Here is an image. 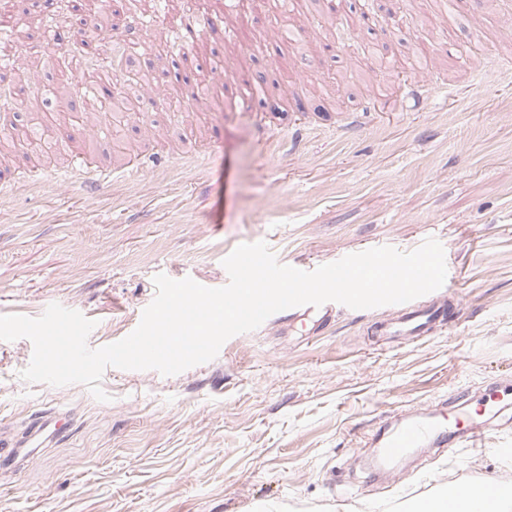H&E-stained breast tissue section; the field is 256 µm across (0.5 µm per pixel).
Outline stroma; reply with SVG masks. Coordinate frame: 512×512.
I'll use <instances>...</instances> for the list:
<instances>
[{
	"label": "stroma",
	"instance_id": "stroma-1",
	"mask_svg": "<svg viewBox=\"0 0 512 512\" xmlns=\"http://www.w3.org/2000/svg\"><path fill=\"white\" fill-rule=\"evenodd\" d=\"M237 14L244 56L235 77L321 93L305 110L233 111L222 91L185 113L151 110L162 135L141 145L132 126L105 133L66 164L14 148L0 173V315L40 316L51 303L95 320L99 348L128 336L155 297V275L228 283L224 259L263 241L303 271L378 246L403 252L435 238L457 291L456 325L414 342H386L372 325L396 306L337 307L310 333L272 315L228 339L211 361L165 376L105 370L96 400L82 384L24 381L29 340L0 341V434L23 439L62 412V433L0 452V512H416L452 490L512 477V421L484 448H418L370 464L367 437L413 407L512 383V0H428L438 25L389 7L388 25L327 48L274 45L273 0H200ZM485 20L472 41L466 18ZM445 50L441 91L420 108L403 94L424 43ZM365 56L395 57L397 77ZM368 105L358 129L351 111ZM306 126L301 152L260 147L255 130ZM205 166L189 164L199 152ZM78 179L57 193L47 177Z\"/></svg>",
	"mask_w": 512,
	"mask_h": 512
}]
</instances>
